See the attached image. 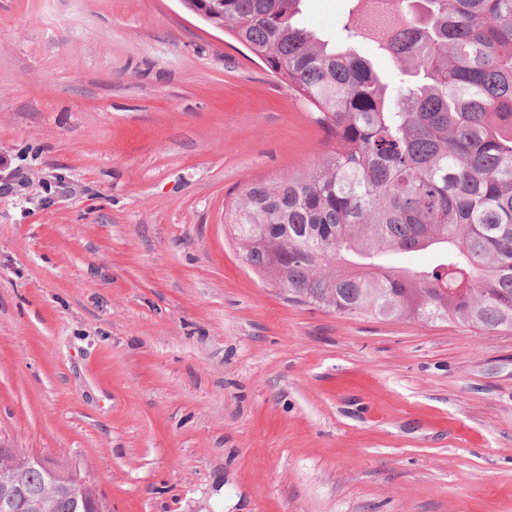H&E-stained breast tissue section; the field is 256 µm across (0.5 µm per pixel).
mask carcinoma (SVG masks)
<instances>
[{
  "mask_svg": "<svg viewBox=\"0 0 512 512\" xmlns=\"http://www.w3.org/2000/svg\"><path fill=\"white\" fill-rule=\"evenodd\" d=\"M302 0H217L216 22L302 98L334 139L316 167L249 183L225 220L246 262L288 300L341 315L512 329V0H398L334 42ZM397 64L379 73L354 43ZM430 251L423 269L391 256ZM46 480L27 466L16 495ZM63 492L53 512H81Z\"/></svg>",
  "mask_w": 512,
  "mask_h": 512,
  "instance_id": "1",
  "label": "carcinoma"
}]
</instances>
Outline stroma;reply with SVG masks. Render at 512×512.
I'll list each match as a JSON object with an SVG mask.
<instances>
[{"instance_id": "35a3bbf8", "label": "stroma", "mask_w": 512, "mask_h": 512, "mask_svg": "<svg viewBox=\"0 0 512 512\" xmlns=\"http://www.w3.org/2000/svg\"><path fill=\"white\" fill-rule=\"evenodd\" d=\"M325 142L181 0H0V445L111 512H512V330L289 302L225 228ZM78 484L76 486L67 487L69 491L75 494L77 497H80L87 508V512H101L103 511L105 506V499L100 492H98L97 496L94 494H88L87 489L93 487L95 485L94 481L90 477H84L82 479L77 480Z\"/></svg>"}]
</instances>
